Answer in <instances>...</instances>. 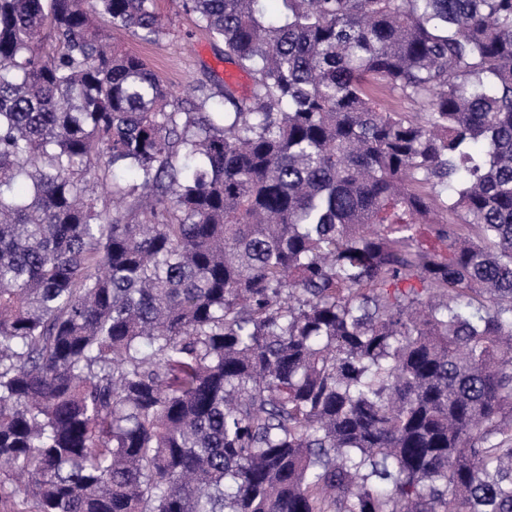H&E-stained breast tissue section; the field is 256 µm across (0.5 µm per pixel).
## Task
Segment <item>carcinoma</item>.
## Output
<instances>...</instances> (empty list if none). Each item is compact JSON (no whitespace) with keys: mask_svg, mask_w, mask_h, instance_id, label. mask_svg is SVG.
<instances>
[{"mask_svg":"<svg viewBox=\"0 0 512 512\" xmlns=\"http://www.w3.org/2000/svg\"><path fill=\"white\" fill-rule=\"evenodd\" d=\"M266 2L0 0L1 506L512 512V0ZM167 35L149 43L122 30H112L114 41L142 58L166 84L182 97H192L193 86L204 85L207 93L224 95L228 85L236 97H245L252 88L251 76L224 60V44L213 40L198 27L196 18L183 7L184 0H157ZM245 78L244 84H230L226 72Z\"/></svg>","mask_w":512,"mask_h":512,"instance_id":"cac0c4a2","label":"carcinoma"}]
</instances>
